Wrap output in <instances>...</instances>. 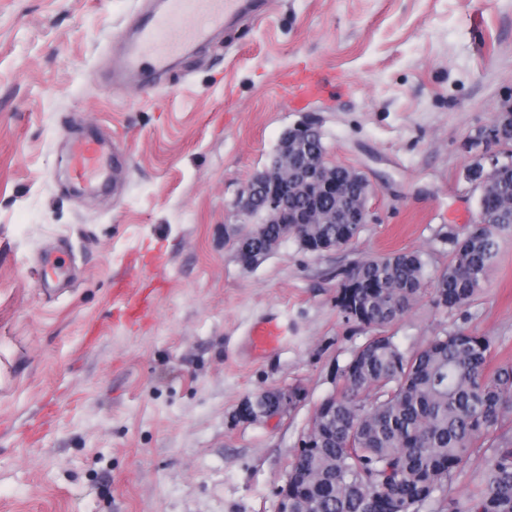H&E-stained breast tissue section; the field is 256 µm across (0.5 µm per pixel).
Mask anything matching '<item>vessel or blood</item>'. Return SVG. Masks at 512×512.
Wrapping results in <instances>:
<instances>
[{
	"label": "vessel or blood",
	"instance_id": "b4317fda",
	"mask_svg": "<svg viewBox=\"0 0 512 512\" xmlns=\"http://www.w3.org/2000/svg\"><path fill=\"white\" fill-rule=\"evenodd\" d=\"M258 0H163V7L149 12L127 39L122 50L123 73L133 75L148 68L166 70L172 59L187 45L208 41L231 20L256 11ZM121 158L96 140H78L71 151V173L87 184L107 177ZM249 342L256 351L282 344L288 325L278 319H265L250 329Z\"/></svg>",
	"mask_w": 512,
	"mask_h": 512
}]
</instances>
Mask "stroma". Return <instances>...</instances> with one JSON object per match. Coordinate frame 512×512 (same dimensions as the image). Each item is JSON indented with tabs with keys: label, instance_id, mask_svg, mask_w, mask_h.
<instances>
[{
	"label": "stroma",
	"instance_id": "stroma-1",
	"mask_svg": "<svg viewBox=\"0 0 512 512\" xmlns=\"http://www.w3.org/2000/svg\"><path fill=\"white\" fill-rule=\"evenodd\" d=\"M158 0H0V512H276L319 403L367 333L340 275L416 251L433 279L474 222L468 142L512 105V0H269L147 88L115 52ZM325 94L296 103L288 74ZM318 119L330 163L372 185L346 248L282 239L257 265L237 202L285 130ZM116 142L118 191L78 192L73 139ZM470 305L422 295L387 328L404 350L465 328L512 365V228ZM70 260L48 293L37 267ZM288 340L259 356L265 315ZM300 389L295 409L241 404Z\"/></svg>",
	"mask_w": 512,
	"mask_h": 512
}]
</instances>
